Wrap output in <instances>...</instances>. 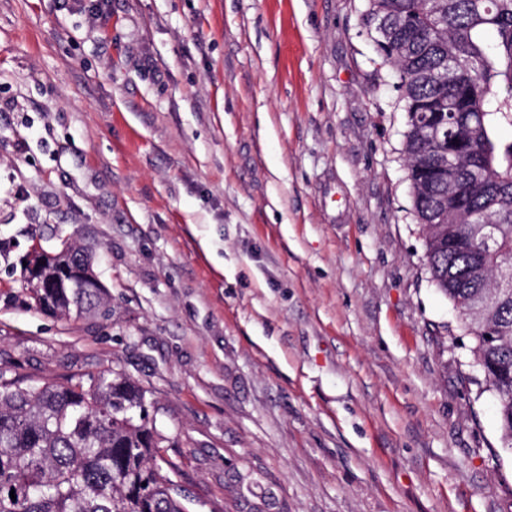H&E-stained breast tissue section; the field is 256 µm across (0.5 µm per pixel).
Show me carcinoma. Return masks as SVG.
<instances>
[{
	"instance_id": "1",
	"label": "carcinoma",
	"mask_w": 512,
	"mask_h": 512,
	"mask_svg": "<svg viewBox=\"0 0 512 512\" xmlns=\"http://www.w3.org/2000/svg\"><path fill=\"white\" fill-rule=\"evenodd\" d=\"M363 21L405 102L431 280L473 339L512 453V139L499 137L512 128V0H369ZM425 111L449 115L467 145L448 173L439 170L448 144L427 136ZM30 292L60 316L105 307L90 257L73 243ZM163 442L146 390L124 373L29 386L0 371V512H189Z\"/></svg>"
}]
</instances>
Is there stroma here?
<instances>
[{
  "label": "stroma",
  "instance_id": "35a3bbf8",
  "mask_svg": "<svg viewBox=\"0 0 512 512\" xmlns=\"http://www.w3.org/2000/svg\"><path fill=\"white\" fill-rule=\"evenodd\" d=\"M367 0H0V369L136 380L190 512H512ZM87 248L95 315L36 308Z\"/></svg>",
  "mask_w": 512,
  "mask_h": 512
}]
</instances>
